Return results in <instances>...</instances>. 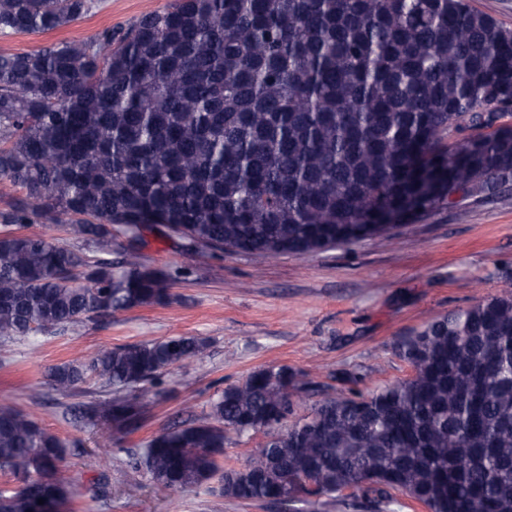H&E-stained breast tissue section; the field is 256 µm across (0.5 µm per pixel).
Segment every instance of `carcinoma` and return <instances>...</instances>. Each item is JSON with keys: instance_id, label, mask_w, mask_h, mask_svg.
Here are the masks:
<instances>
[{"instance_id": "1", "label": "carcinoma", "mask_w": 512, "mask_h": 512, "mask_svg": "<svg viewBox=\"0 0 512 512\" xmlns=\"http://www.w3.org/2000/svg\"><path fill=\"white\" fill-rule=\"evenodd\" d=\"M99 0H0V36L54 32ZM512 31L468 0H171L93 38L0 53V341L165 305L179 272L133 262L145 235L185 251L308 256L395 229L459 193L512 186ZM27 224H63L61 245ZM115 258H110V255ZM197 336L127 344L50 368L120 440ZM410 378L329 393L288 423V367L253 371L203 420L162 428L135 465L173 491L211 485L282 512L387 507L512 512V289L402 337ZM263 433L254 482L226 477L227 434ZM68 443L0 403V512H67ZM352 493L336 497L343 489ZM44 504H38V500Z\"/></svg>"}]
</instances>
